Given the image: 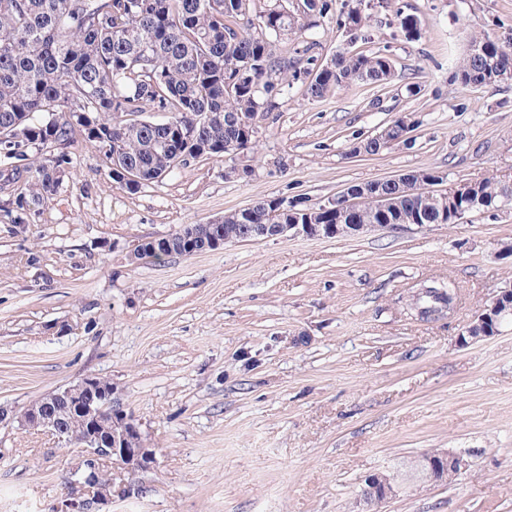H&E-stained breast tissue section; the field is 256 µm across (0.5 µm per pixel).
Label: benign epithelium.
<instances>
[{
    "mask_svg": "<svg viewBox=\"0 0 512 512\" xmlns=\"http://www.w3.org/2000/svg\"><path fill=\"white\" fill-rule=\"evenodd\" d=\"M379 185H406L409 192L417 197L431 200L435 195H444V190L428 181L414 182L402 173L397 176L377 181ZM359 198L351 187L330 198L322 205L329 209L334 206L343 208L348 215L356 214ZM223 219H216L210 224L206 235L197 233L192 226L184 227L178 232L160 237L147 238L128 254L129 261L138 263L149 259L160 263L173 255V247L184 248L182 255L217 250L231 238L213 232L222 225ZM401 224H241L239 236L248 241H261L284 237L288 234L336 238L351 233L371 232L381 229L397 230ZM512 317V290L505 288L497 294L489 305L485 306L467 329L470 341L481 340L499 333L502 322ZM80 415L84 427L68 431L63 426L66 413ZM17 421L26 429H40L57 436L75 448L86 450L84 460L110 461L112 465L125 471L147 469L154 463L155 450L142 443V436L137 420L124 409L122 394L115 386L105 384L95 375H86L77 383L60 387L45 394L41 400L27 405L24 410L13 415L0 407V424ZM465 466L462 456L444 451L433 455H424L413 462L411 471L420 483H446L448 471L454 472ZM95 467L88 464L84 468L74 469L69 491L62 503V512H86L87 491L97 480ZM399 491L398 478L392 472H377L364 479L359 505L372 506L381 504L395 496Z\"/></svg>",
    "mask_w": 512,
    "mask_h": 512,
    "instance_id": "7a95c632",
    "label": "benign epithelium"
}]
</instances>
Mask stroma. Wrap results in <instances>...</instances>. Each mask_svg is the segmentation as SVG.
Returning <instances> with one entry per match:
<instances>
[{
	"mask_svg": "<svg viewBox=\"0 0 512 512\" xmlns=\"http://www.w3.org/2000/svg\"><path fill=\"white\" fill-rule=\"evenodd\" d=\"M370 42L333 18L307 31L314 58L380 51L390 83L323 99L294 83L245 154L177 169L131 193L98 150L76 141L63 187L26 230L0 210V406L94 374L122 392L156 462L113 471L106 512H354L364 478L451 450L447 483L408 485L379 512H512V326L477 342L466 329L512 288V208L457 224L338 238L228 243L165 262L130 263L147 237L207 224L274 197L318 203L349 185L433 169L454 184L512 175V80L461 84L471 33L512 40V0H390ZM416 17L405 38L395 16ZM409 115L407 142L377 155L354 143ZM453 282L448 318L405 303ZM76 449L0 425V512H58Z\"/></svg>",
	"mask_w": 512,
	"mask_h": 512,
	"instance_id": "35a3bbf8",
	"label": "stroma"
}]
</instances>
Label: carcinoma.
<instances>
[{
  "label": "carcinoma",
  "instance_id": "carcinoma-1",
  "mask_svg": "<svg viewBox=\"0 0 512 512\" xmlns=\"http://www.w3.org/2000/svg\"><path fill=\"white\" fill-rule=\"evenodd\" d=\"M0 0V193L24 223V212L58 192L70 158L57 151L80 137L103 154L109 178L130 192L192 162L225 156L230 144L256 146L255 131L280 108L297 61L273 45L331 15L336 26L370 39L363 0ZM459 66L466 85L498 83L512 71V49L488 35L473 36ZM393 60L377 52L338 50L312 70L304 96L323 99L353 82L386 84ZM387 139L362 140L377 155ZM397 195L398 207L381 213L364 201L362 224H434L442 211L467 205L446 196L423 204ZM512 187L475 181L473 197L491 210ZM336 213L303 201L262 199L249 211L224 213V233L239 224H334Z\"/></svg>",
  "mask_w": 512,
  "mask_h": 512
}]
</instances>
